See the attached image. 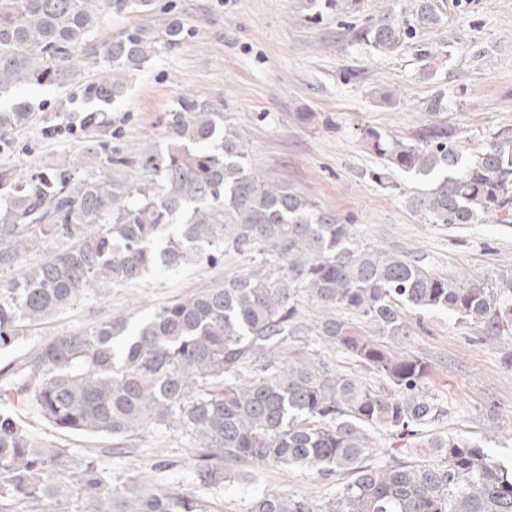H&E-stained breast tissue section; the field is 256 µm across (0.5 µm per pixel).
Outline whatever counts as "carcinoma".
<instances>
[{"mask_svg": "<svg viewBox=\"0 0 512 512\" xmlns=\"http://www.w3.org/2000/svg\"><path fill=\"white\" fill-rule=\"evenodd\" d=\"M151 0H0V91L71 84L76 67L100 73L71 96L66 126L95 137L109 130L108 107L127 77L159 48L180 44L172 22L158 36L143 25L103 43L92 31L110 15L146 12ZM439 23L417 0L409 23L386 19L364 32L373 49L417 45L424 74L448 62V46L419 44ZM32 103L0 111V155ZM169 141L144 150L135 176L112 182V155L90 149L62 164L24 172L0 167V350L28 327L115 285L155 270L216 264L237 254L250 266L155 310L135 330L115 315L46 340L25 367L0 379V512L61 500L78 485L92 512H209L202 491L218 488L241 463L313 469L348 480L323 501L265 493L248 512H512V467L461 436L419 435L448 416L424 393L430 365L355 331L337 316L359 312L386 336L406 333L400 307L437 311L488 336L512 332V270L470 283L427 271L405 255L362 241L353 225L309 197L267 180L230 118L196 101L168 113ZM379 159L371 179L428 185L414 207L433 224H512V132L464 152L456 132L428 126L412 139L364 132ZM55 246L34 264L21 253ZM307 292L325 308L316 330L301 320ZM351 356L386 386L381 391L320 359L310 333ZM296 350L285 351L290 345ZM31 409L54 428L124 440L139 429L181 431L206 450L185 490L112 483L95 460L70 470L68 451L25 431ZM428 449L416 463L376 457L372 431Z\"/></svg>", "mask_w": 512, "mask_h": 512, "instance_id": "obj_1", "label": "carcinoma"}]
</instances>
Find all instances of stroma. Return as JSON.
<instances>
[{
	"mask_svg": "<svg viewBox=\"0 0 512 512\" xmlns=\"http://www.w3.org/2000/svg\"><path fill=\"white\" fill-rule=\"evenodd\" d=\"M433 3L440 21L423 30L420 40L448 43L453 54L432 76L423 75L415 48L384 54L362 38L384 19H411L416 0H332L318 16L305 0H152L149 11L106 19L92 33L95 42L136 25L156 33L171 21L183 27L180 45L145 63L109 111L107 148L117 159L113 181L133 173L142 151L165 146L167 112L181 98L194 99L231 118L268 180L339 214L365 242L408 255L454 280L476 283L512 270V226L429 223L410 204L415 179L400 176V190L389 192L369 177L380 160L365 144L368 129L410 138L428 124L447 126L469 150L512 130V0ZM439 93L447 111L428 112ZM70 95V89L54 86L21 87L0 97L4 110L26 100L46 112L17 130L14 153L0 163L23 170L80 151L84 133L51 118L68 108ZM305 112L310 120H302ZM247 265L231 254L214 265L204 261L176 272L154 271L138 284L89 296L1 351L0 372H15L50 337L93 327L117 313L138 324L169 301L223 282ZM402 317L406 335L381 342L429 363L425 390L449 410L443 429L511 464L512 334L486 336L446 314L408 306ZM22 425L67 449L72 466L92 457L113 475H138L167 490L188 485L202 458L201 449L179 432L140 430L119 450L112 437L64 434L32 412L23 414ZM344 480L341 474L326 479L297 466H265L257 468L251 483L233 479L204 497L212 512H247L258 494L321 500Z\"/></svg>",
	"mask_w": 512,
	"mask_h": 512,
	"instance_id": "35a3bbf8",
	"label": "stroma"
}]
</instances>
